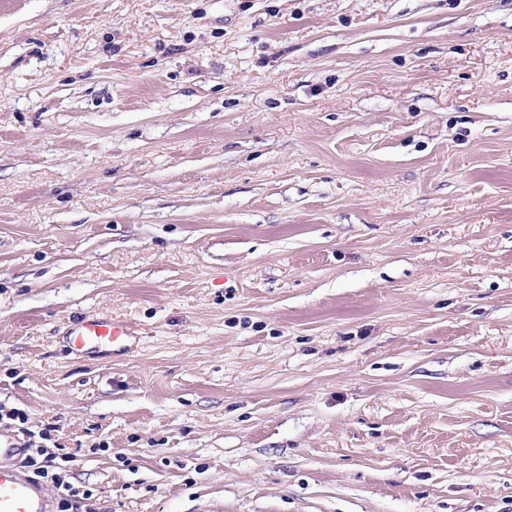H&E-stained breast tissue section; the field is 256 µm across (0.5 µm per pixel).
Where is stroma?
I'll list each match as a JSON object with an SVG mask.
<instances>
[{"instance_id": "stroma-1", "label": "stroma", "mask_w": 512, "mask_h": 512, "mask_svg": "<svg viewBox=\"0 0 512 512\" xmlns=\"http://www.w3.org/2000/svg\"><path fill=\"white\" fill-rule=\"evenodd\" d=\"M14 408L80 512H512V0H0ZM72 349L80 353L128 352L135 338L133 328L127 323L108 318L81 319L68 331Z\"/></svg>"}]
</instances>
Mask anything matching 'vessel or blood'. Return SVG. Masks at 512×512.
<instances>
[{"label":"vessel or blood","instance_id":"1","mask_svg":"<svg viewBox=\"0 0 512 512\" xmlns=\"http://www.w3.org/2000/svg\"><path fill=\"white\" fill-rule=\"evenodd\" d=\"M73 349L80 353L127 352L135 336L127 323L112 319H81L68 331ZM12 440L0 439V512H55L53 498L7 460L18 452Z\"/></svg>","mask_w":512,"mask_h":512}]
</instances>
